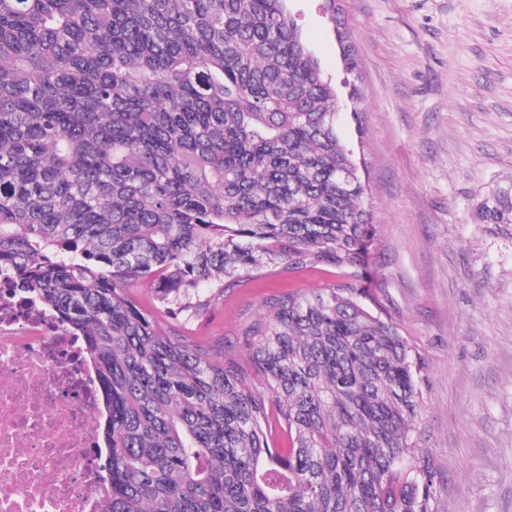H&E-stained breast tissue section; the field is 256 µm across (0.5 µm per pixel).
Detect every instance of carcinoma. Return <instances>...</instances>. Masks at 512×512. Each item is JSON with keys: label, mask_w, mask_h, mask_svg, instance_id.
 Masks as SVG:
<instances>
[{"label": "carcinoma", "mask_w": 512, "mask_h": 512, "mask_svg": "<svg viewBox=\"0 0 512 512\" xmlns=\"http://www.w3.org/2000/svg\"><path fill=\"white\" fill-rule=\"evenodd\" d=\"M352 155L285 0H0V269L86 340L110 512H438ZM317 266L212 343L132 295L186 324ZM336 270L327 267L309 268L299 272L256 274L224 294L213 313L196 322L186 334L196 340L229 336L236 327L238 314L245 306L257 311L269 296L285 294L292 289L312 290L336 280Z\"/></svg>", "instance_id": "obj_1"}]
</instances>
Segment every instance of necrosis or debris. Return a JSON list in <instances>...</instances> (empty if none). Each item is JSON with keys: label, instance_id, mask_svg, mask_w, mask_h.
I'll return each mask as SVG.
<instances>
[{"label": "necrosis or debris", "instance_id": "4bbe7bcc", "mask_svg": "<svg viewBox=\"0 0 512 512\" xmlns=\"http://www.w3.org/2000/svg\"><path fill=\"white\" fill-rule=\"evenodd\" d=\"M0 273V512H107L97 378L56 315Z\"/></svg>", "mask_w": 512, "mask_h": 512}]
</instances>
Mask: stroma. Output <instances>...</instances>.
<instances>
[{"label": "stroma", "mask_w": 512, "mask_h": 512, "mask_svg": "<svg viewBox=\"0 0 512 512\" xmlns=\"http://www.w3.org/2000/svg\"><path fill=\"white\" fill-rule=\"evenodd\" d=\"M336 88L340 136L366 186L360 286L418 356L413 437L440 512H512V0H287ZM358 67L346 73L337 28ZM358 100H351V90ZM332 268L254 275L196 322L230 335L242 308L312 290Z\"/></svg>", "instance_id": "stroma-1"}]
</instances>
